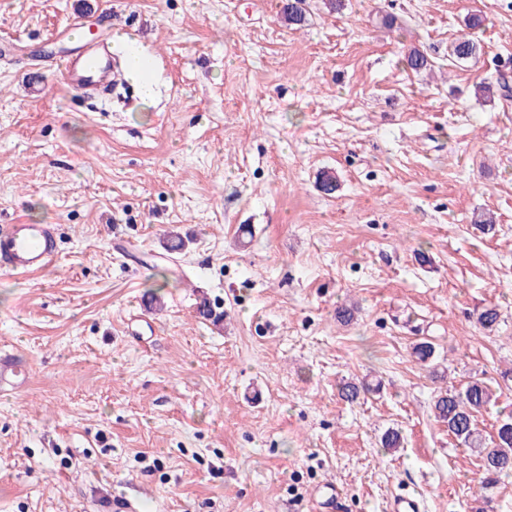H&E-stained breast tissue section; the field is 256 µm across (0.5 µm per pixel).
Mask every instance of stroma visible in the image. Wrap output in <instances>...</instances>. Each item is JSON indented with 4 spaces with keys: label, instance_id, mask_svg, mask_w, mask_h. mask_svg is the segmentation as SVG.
Wrapping results in <instances>:
<instances>
[{
    "label": "stroma",
    "instance_id": "obj_1",
    "mask_svg": "<svg viewBox=\"0 0 512 512\" xmlns=\"http://www.w3.org/2000/svg\"><path fill=\"white\" fill-rule=\"evenodd\" d=\"M109 4L152 98L102 105L51 67L28 86L18 60L77 52L65 28ZM306 8L293 30L280 0H0V224L53 225L59 253L0 271V356L27 366L0 384V512H315L327 482L342 512L404 491L512 512V478L481 489L478 452L431 414L476 377L483 440L512 416V97L477 90L512 81V0ZM364 381L380 392L341 398ZM474 32H468L462 34L456 38L450 48V57L456 63H469L476 62L480 52V46L477 41L474 40Z\"/></svg>",
    "mask_w": 512,
    "mask_h": 512
}]
</instances>
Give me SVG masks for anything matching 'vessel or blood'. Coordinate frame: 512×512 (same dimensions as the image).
I'll list each match as a JSON object with an SVG mask.
<instances>
[{"label": "vessel or blood", "instance_id": "1", "mask_svg": "<svg viewBox=\"0 0 512 512\" xmlns=\"http://www.w3.org/2000/svg\"><path fill=\"white\" fill-rule=\"evenodd\" d=\"M119 63L110 41H100L83 53L63 58L59 66L62 82L81 93L108 99ZM54 228L49 224H1L0 268L15 274L37 272L57 259Z\"/></svg>", "mask_w": 512, "mask_h": 512}]
</instances>
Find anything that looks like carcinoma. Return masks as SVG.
<instances>
[{
    "mask_svg": "<svg viewBox=\"0 0 512 512\" xmlns=\"http://www.w3.org/2000/svg\"><path fill=\"white\" fill-rule=\"evenodd\" d=\"M305 0H284L281 6V16L290 26L301 27L307 20L303 8ZM485 18L481 14H472L467 17L465 26L469 33L456 38L450 48V57L457 63L475 62L478 59L480 46L474 40L472 31L481 29ZM406 65L414 72L419 73L431 67V61L417 48H413L405 55ZM479 91L488 98L500 96L502 98L512 95V86L507 82L496 85L485 83L479 86ZM378 387L369 384L346 383L340 388L341 397L348 401H356L360 394L376 392ZM492 400L490 389L484 382L475 380L467 383L461 391L446 390L439 393L434 400L432 412L437 422L448 429L459 444L467 448H476L483 458V474L481 487L487 488L495 484L502 475L512 473V419L503 420L492 441L491 447H485L477 431V414L487 408Z\"/></svg>",
    "mask_w": 512,
    "mask_h": 512,
    "instance_id": "obj_1",
    "label": "carcinoma"
}]
</instances>
